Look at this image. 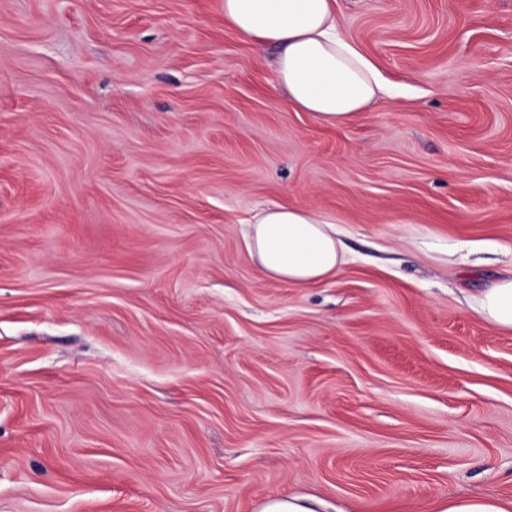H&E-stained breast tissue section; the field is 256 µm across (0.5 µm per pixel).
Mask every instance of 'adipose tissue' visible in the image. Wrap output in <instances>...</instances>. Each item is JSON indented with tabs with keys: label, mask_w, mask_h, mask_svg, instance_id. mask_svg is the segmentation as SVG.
Segmentation results:
<instances>
[{
	"label": "adipose tissue",
	"mask_w": 512,
	"mask_h": 512,
	"mask_svg": "<svg viewBox=\"0 0 512 512\" xmlns=\"http://www.w3.org/2000/svg\"><path fill=\"white\" fill-rule=\"evenodd\" d=\"M224 22L243 35L281 47L275 77L291 103L319 122L340 126L385 86L378 69L344 36L335 0H224ZM334 219L311 209H259L245 246L270 279L307 286L336 277L347 263ZM469 308L512 332V271L468 299Z\"/></svg>",
	"instance_id": "obj_1"
}]
</instances>
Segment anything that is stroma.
Instances as JSON below:
<instances>
[{
  "label": "stroma",
  "mask_w": 512,
  "mask_h": 512,
  "mask_svg": "<svg viewBox=\"0 0 512 512\" xmlns=\"http://www.w3.org/2000/svg\"><path fill=\"white\" fill-rule=\"evenodd\" d=\"M336 13L388 92L330 127L224 0H0V512L512 501V0ZM273 205L338 277L261 275ZM334 224L315 210L269 206L247 224L245 246L267 278L307 286L336 277L347 263ZM469 308L503 332H512V270L468 299ZM327 507L316 497L284 495L266 500L259 512H326Z\"/></svg>",
  "instance_id": "obj_1"
}]
</instances>
